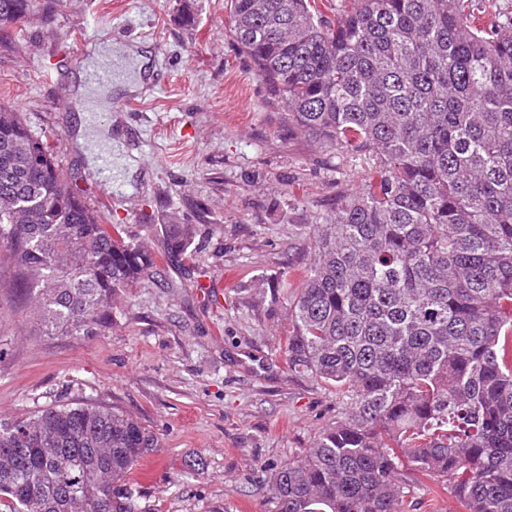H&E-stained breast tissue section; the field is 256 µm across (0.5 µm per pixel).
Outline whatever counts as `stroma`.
<instances>
[{
  "instance_id": "stroma-1",
  "label": "stroma",
  "mask_w": 512,
  "mask_h": 512,
  "mask_svg": "<svg viewBox=\"0 0 512 512\" xmlns=\"http://www.w3.org/2000/svg\"><path fill=\"white\" fill-rule=\"evenodd\" d=\"M0 43V104L54 129L57 160L108 223L154 252L193 224L191 270L160 262L92 332L51 333L0 247V418L93 401L155 433L128 485L148 512H270L269 477L340 411L333 389L289 371L292 303L314 230L367 163L289 128L226 31L227 0H36ZM148 48L152 81L128 105L80 116L73 57L101 32ZM109 132L87 157V128Z\"/></svg>"
}]
</instances>
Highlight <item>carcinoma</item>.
Wrapping results in <instances>:
<instances>
[{
  "label": "carcinoma",
  "instance_id": "carcinoma-1",
  "mask_svg": "<svg viewBox=\"0 0 512 512\" xmlns=\"http://www.w3.org/2000/svg\"><path fill=\"white\" fill-rule=\"evenodd\" d=\"M35 0H0V40ZM474 0H230L288 122L370 170L324 224L288 368L342 408L270 478L271 512H407L423 476L512 512V18ZM56 133L0 106V244L37 316L73 334L157 266L65 177ZM191 259L192 224L165 225ZM157 437L95 402L0 420L3 512H145Z\"/></svg>",
  "mask_w": 512,
  "mask_h": 512
}]
</instances>
